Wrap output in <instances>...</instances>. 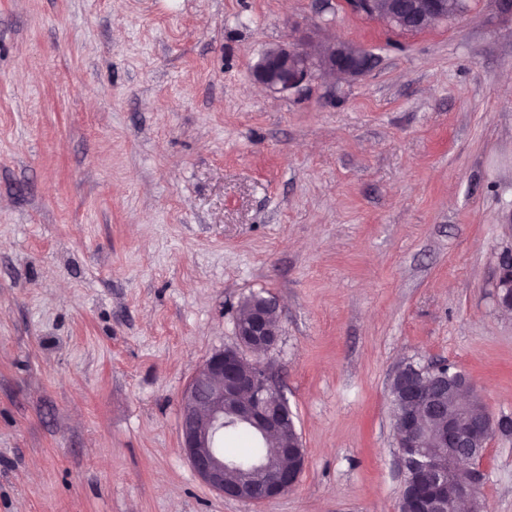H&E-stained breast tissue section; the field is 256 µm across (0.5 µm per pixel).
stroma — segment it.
Instances as JSON below:
<instances>
[{
	"label": "stroma",
	"instance_id": "obj_1",
	"mask_svg": "<svg viewBox=\"0 0 512 512\" xmlns=\"http://www.w3.org/2000/svg\"><path fill=\"white\" fill-rule=\"evenodd\" d=\"M302 35L370 64L252 80ZM510 76L512 0L420 32L346 0H0V512H398L399 367L453 364L512 416ZM254 294L306 452L259 506L180 447ZM483 467L512 512V434ZM507 262L512 264V247L506 248L499 252L496 257V282L495 288H497L496 302L501 308L512 309V268L509 272L508 278H506L504 269ZM502 288H510V295L506 301L501 299Z\"/></svg>",
	"mask_w": 512,
	"mask_h": 512
}]
</instances>
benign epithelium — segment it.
<instances>
[{"mask_svg":"<svg viewBox=\"0 0 512 512\" xmlns=\"http://www.w3.org/2000/svg\"><path fill=\"white\" fill-rule=\"evenodd\" d=\"M350 6L366 16L380 17L389 25L408 31H419L429 24L448 19V0H350ZM370 57L345 42L332 41L311 52L301 43H284L266 49L252 69L254 80L271 90L284 92L298 89L326 73L340 72L356 76L369 64ZM512 263V247L496 257V302L512 309V294L501 299L502 289H512V271L504 273L506 263ZM274 299L252 309L246 322H236L239 342L213 353L193 375L181 396V448L198 477L214 492L243 503L257 505L283 496L293 490L299 477L288 472L269 476L264 493L259 497L242 495L241 489L225 483L227 462L216 446L224 432L225 402L235 403L237 417L254 425L264 437L289 429L288 417H278L266 401L274 393L286 406L288 399L272 377L268 362L259 358L273 348L280 336V325ZM250 362L258 372L248 374L241 366ZM403 382V404L394 418L395 444L403 469L414 468L418 475V491L435 500L448 498V512L483 510L480 499L485 472L476 457L466 447L471 437L490 438L499 429L487 405L473 414L463 426L456 416L470 402L482 401L470 378L458 374L452 391L459 394L452 405L440 401L443 389L427 381L421 371L403 365L396 373ZM446 412L448 428L435 440L423 436V415Z\"/></svg>","mask_w":512,"mask_h":512,"instance_id":"1","label":"benign epithelium"}]
</instances>
